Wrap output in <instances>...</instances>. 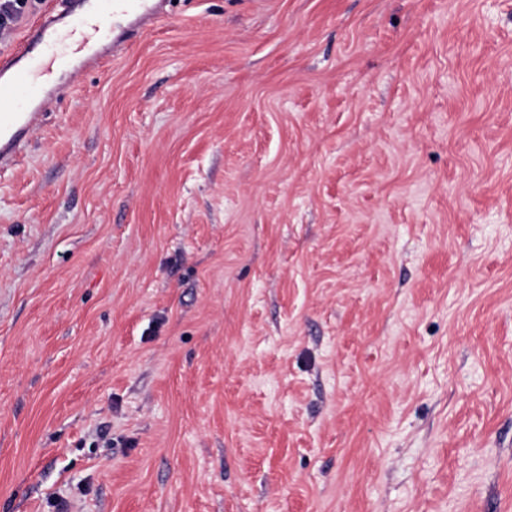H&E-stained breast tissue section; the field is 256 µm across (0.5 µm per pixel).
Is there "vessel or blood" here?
I'll use <instances>...</instances> for the list:
<instances>
[{
	"label": "vessel or blood",
	"mask_w": 512,
	"mask_h": 512,
	"mask_svg": "<svg viewBox=\"0 0 512 512\" xmlns=\"http://www.w3.org/2000/svg\"><path fill=\"white\" fill-rule=\"evenodd\" d=\"M137 10L145 19L154 16L148 0H99L100 13L112 12L120 19ZM62 28L74 33L90 31L97 41L108 36L104 27L88 26L81 10L69 4L31 30L10 54L0 55V161L14 159L38 123L45 83L40 80L35 63L42 58L53 63L65 61L67 53L59 49L56 39Z\"/></svg>",
	"instance_id": "b4317fda"
}]
</instances>
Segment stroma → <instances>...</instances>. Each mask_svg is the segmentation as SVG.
<instances>
[{"label":"stroma","mask_w":512,"mask_h":512,"mask_svg":"<svg viewBox=\"0 0 512 512\" xmlns=\"http://www.w3.org/2000/svg\"><path fill=\"white\" fill-rule=\"evenodd\" d=\"M104 24L0 165V512H512V0Z\"/></svg>","instance_id":"1"}]
</instances>
